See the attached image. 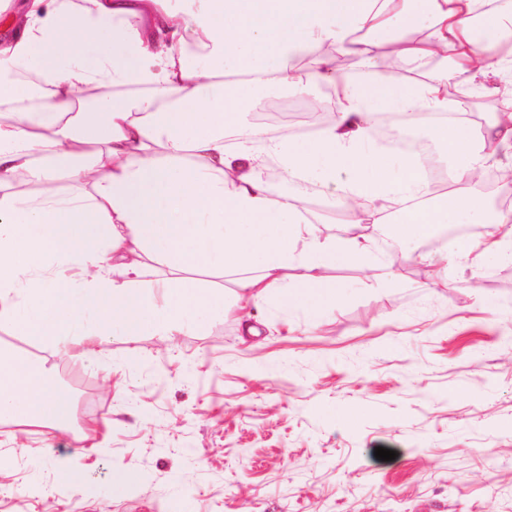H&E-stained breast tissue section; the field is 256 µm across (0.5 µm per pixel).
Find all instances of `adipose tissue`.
<instances>
[{"label": "adipose tissue", "mask_w": 512, "mask_h": 512, "mask_svg": "<svg viewBox=\"0 0 512 512\" xmlns=\"http://www.w3.org/2000/svg\"><path fill=\"white\" fill-rule=\"evenodd\" d=\"M484 2L85 0L77 10L72 0L18 9L0 0L8 17L0 74L25 71L48 89L44 103L0 123V328L88 358L116 332L174 341L223 315L230 300L253 335L254 308L316 315L342 299L344 284L326 271L366 263L362 224L398 225L409 245L461 221L483 224V255L512 260V206L491 214L473 197L436 193L432 160L385 152L369 138L377 109L427 126L453 163V182L512 151V90L495 82L512 72V48L474 33L512 29V0L494 10ZM417 28L425 37L409 38ZM378 33L395 36L386 73ZM191 46L203 68L190 67ZM343 56L358 59L363 77L340 72ZM432 58L445 67L419 82L401 77ZM464 73L499 100L479 132L448 95ZM318 84L338 109L314 136L249 122L272 93ZM451 112L457 120L445 121ZM84 140L104 151L74 161ZM270 158L285 181L343 210L348 232L325 235L298 198L271 192L262 177ZM20 174L41 186L39 202L12 192ZM61 181L78 194L59 193ZM200 271L222 273L227 289L206 287ZM71 414L45 368L0 349L1 423L63 427Z\"/></svg>", "instance_id": "adipose-tissue-1"}]
</instances>
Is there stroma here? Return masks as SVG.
<instances>
[{
    "mask_svg": "<svg viewBox=\"0 0 512 512\" xmlns=\"http://www.w3.org/2000/svg\"><path fill=\"white\" fill-rule=\"evenodd\" d=\"M419 251L445 254L419 243L383 288L379 256L330 268L335 307L267 306L251 339L230 308L84 360L27 343L73 415L0 423V512H512V261L433 288Z\"/></svg>",
    "mask_w": 512,
    "mask_h": 512,
    "instance_id": "35a3bbf8",
    "label": "stroma"
}]
</instances>
